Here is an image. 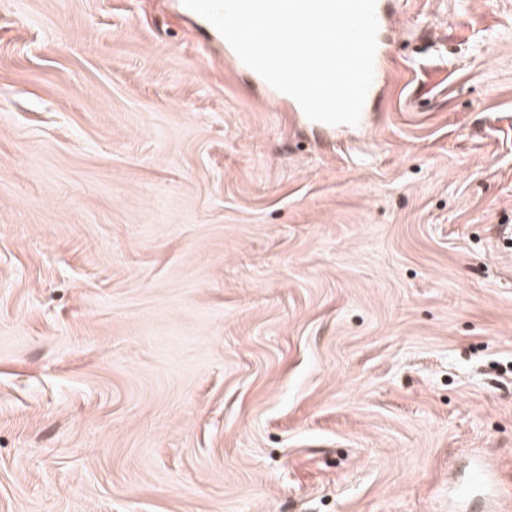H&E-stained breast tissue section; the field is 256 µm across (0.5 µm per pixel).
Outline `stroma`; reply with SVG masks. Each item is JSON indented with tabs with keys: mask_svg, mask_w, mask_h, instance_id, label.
<instances>
[{
	"mask_svg": "<svg viewBox=\"0 0 512 512\" xmlns=\"http://www.w3.org/2000/svg\"><path fill=\"white\" fill-rule=\"evenodd\" d=\"M338 139L180 0H0V512L512 498V0H388ZM383 2H384V0H376V17H377V21H378V33L380 30H382V27L385 22V19L383 16V10H382ZM378 33H377V49H376L375 59H374V78H373L372 84L368 90L359 123L362 120L364 112H366L367 101L370 98L372 91L378 85V83L381 79V76H382V64L386 57V51H385L384 44L378 38ZM187 11L192 15V16H195L197 18H200L202 20H204L205 22H207L214 30H216L207 20H205L203 17H201L200 15H198L197 13L193 12L192 10L188 9L186 7ZM217 31V30H216ZM218 32V31H217ZM218 34L222 37V39L224 40V46L225 48L229 51V53L231 54V56L233 57V59L235 60V62L240 66V67H243V68H246V69H249L250 71H252L257 77L258 79L261 81V83L263 84V86L265 87L266 91H267V97L276 102V103H281L283 105L285 104H290L292 105L298 112H299V116L301 118H303L305 121H308V122H311V123H314L316 125H319V126H322V127H327V128H333L336 130V127L340 128V127H343L345 125H337V126H331V125H327V124H323V123H318V122H313L311 120H309L306 115L304 114L303 110L301 109L300 105L297 103V101L295 99H293L292 97H290L289 95H286L284 93H281L277 90H275L274 88H272L260 75H258L255 71H253L252 69H250L249 67H247L240 59L239 57L237 56V54L235 53V51L232 49V47L229 45V43L225 40V38L218 32Z\"/></svg>",
	"mask_w": 512,
	"mask_h": 512,
	"instance_id": "obj_1",
	"label": "stroma"
}]
</instances>
